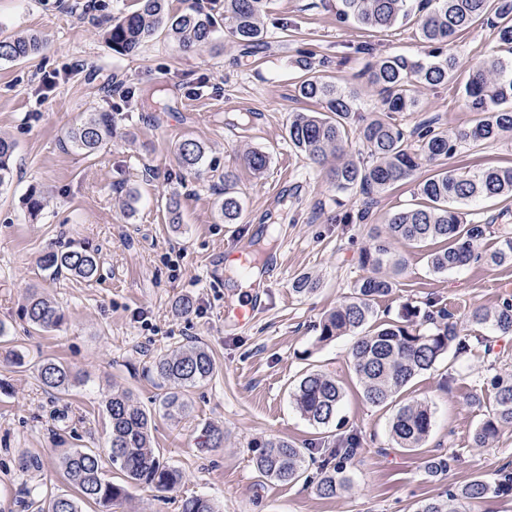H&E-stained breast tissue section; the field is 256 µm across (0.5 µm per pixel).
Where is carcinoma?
I'll return each instance as SVG.
<instances>
[{
    "mask_svg": "<svg viewBox=\"0 0 512 512\" xmlns=\"http://www.w3.org/2000/svg\"><path fill=\"white\" fill-rule=\"evenodd\" d=\"M138 8L112 19L104 33L113 53H134L150 37L163 33L183 51H192L209 43L217 29L225 27L241 46L256 48L265 44L267 28L263 17L267 0H221L220 11L203 8L184 12L170 9L169 0H137ZM342 13L357 24L373 29L391 28L415 17L417 35L430 48L432 60L422 61L404 55L378 57L363 73L365 83L376 89L381 102L380 114L351 127L357 110L358 92L344 91L327 81L301 60L306 76L298 85V95L325 104L323 112H296L288 121V140L304 157L324 161L332 156L336 165L331 180L336 189H359L377 193L412 179L425 162L452 157L462 143L481 145L512 133V0H420L417 12L410 14L408 0H341ZM496 30L500 45L509 56L493 55L472 66L464 85V95L471 111L480 118L471 126L453 132L430 123L406 131L395 115L408 112L415 105L414 92L420 87L446 84L455 78L459 60L443 53L442 47L453 43L456 35L477 22ZM41 47L34 34L0 39V60L19 61ZM113 117L97 112L66 133L70 146L85 154L99 151L112 138ZM355 137L366 150L369 162L359 163L346 157L345 148ZM12 145L0 138V191L11 184ZM176 158L182 170L194 176L203 173L206 147L184 139L176 146ZM253 172H262L268 157L257 149L242 155ZM224 198L220 211L224 223L235 224L242 206L234 191L235 177L224 172ZM417 194L424 203L393 214L385 235L370 232L372 246L361 252L359 262L369 275L358 279L351 296L336 306L317 327L316 343L324 344L348 334L357 336L351 349V364L362 385L367 402L380 406L405 387L414 377L432 369L452 348L464 352L469 338L460 335L454 315L444 309L421 311L406 304L400 320L371 328L373 303L388 295L404 263L391 251L390 242L405 241L430 251L432 271L445 273L483 260L491 266L512 265V232L502 229L498 246L491 252L479 251V245L492 225L467 220L462 207L480 198H512V166L490 167L478 172L441 169L417 183ZM43 271L53 278L67 272L91 280L98 271L95 253L69 246L46 253L40 260ZM29 326L36 331H51L64 323V313L57 302L37 291L31 293L22 308ZM469 321L477 326H491L502 336L512 335V303L505 301L494 310L474 308ZM215 363L209 350L198 341L181 345L154 358L149 372L168 384L161 407L171 417L188 411L186 392L208 381ZM42 384L59 395L84 382L81 373L60 362L45 361L38 368ZM492 403L488 417L475 429L473 447L487 448L505 427H512V374H496L490 380ZM344 388L335 377L306 371L293 392L301 414L312 424L325 426L336 418ZM105 408L110 419L108 456L120 465L125 483L105 478L101 455L94 450H75L67 454L63 466L77 495H59L43 502L40 512H82V506L110 507L127 496V484L147 485L158 492L173 489L182 481V473L160 461L151 441L152 417L134 403L127 391H114ZM433 425L431 407L412 401L398 408L391 422V435L398 447L413 451L424 445ZM258 453L253 458L255 470L263 477L281 483H293L304 474L306 449L279 438L255 442ZM359 448L355 437L324 451L317 491L332 498L345 490L344 464ZM512 490V472L503 475L496 487L477 477L447 494L418 505L415 512H461L462 504L482 499L491 490ZM182 512H218L205 497H191Z\"/></svg>",
    "mask_w": 512,
    "mask_h": 512,
    "instance_id": "cac0c4a2",
    "label": "carcinoma"
}]
</instances>
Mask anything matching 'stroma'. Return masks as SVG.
<instances>
[{"label": "stroma", "instance_id": "1", "mask_svg": "<svg viewBox=\"0 0 512 512\" xmlns=\"http://www.w3.org/2000/svg\"><path fill=\"white\" fill-rule=\"evenodd\" d=\"M136 6L137 0H0V37L34 33L42 41L27 60H0V136L15 145L13 181L0 192V323L9 329L0 339V512H38L37 500L74 494L62 459L77 449L105 450L104 401L118 389L151 413L155 451L183 481L165 493L129 485L128 498L111 512H182L183 501L196 495L221 512H414L474 478L496 484L502 470H512V428L493 447H472L488 409L471 399L491 395L494 374L512 373V337L496 338L489 355L478 344L448 353L375 406L351 367L353 336L322 345L315 328L366 276L359 256L370 229L417 203V180L443 167L512 165V138L461 146L370 199L336 190L329 164L296 154L288 142L289 116L323 109L299 98L298 61L308 57L339 86L360 88L356 115L368 117L380 102L361 74L374 58L428 56L413 22L374 30L344 19L341 0H269L267 46L258 52L223 31L189 52L158 35L133 55L113 54L102 30ZM362 44L370 53H358ZM450 50L460 59L456 81L420 89L416 109L398 116L403 127L431 118L451 131L474 124L460 86L472 64L501 47L495 30L478 22ZM45 74L54 75L53 88L41 85ZM101 111L115 118L108 145L91 156L71 148L66 132ZM186 138L207 149L211 169L197 178L181 171L174 154ZM252 148L270 156L262 173L241 161ZM225 169L237 177L242 204L234 225L218 209ZM33 192L43 198L34 218L26 208ZM174 193L183 215L177 229L166 212ZM237 231L255 233L278 262L264 273L263 305L244 326L224 320L227 299L252 293L224 264ZM70 245L98 254L94 280L66 273L53 279L40 269L43 254ZM393 249L406 269L392 292L375 300V324L399 320L405 304L433 301L453 313L462 333L490 335V328L470 325L467 314L512 300V265L473 262L437 274L426 249L404 241ZM304 273L316 288L300 295L292 283ZM35 289L62 307L59 329L37 332L22 319ZM186 296L195 309L177 314L175 304ZM189 341L204 344L216 368L188 392L187 415L173 419L159 405L164 388L149 367ZM47 358L81 371L85 385L64 396L44 387L36 365ZM309 369L335 376L344 388L339 413L326 426L307 421L292 398ZM413 400L429 404L433 427L422 448L407 451L395 445L390 424ZM210 425L223 429L222 447H201ZM351 435L359 438L358 455L346 467L348 488L333 498L316 492V467L283 484L252 464L253 445L263 438L295 442L317 459L322 448ZM33 457L40 468L23 469ZM439 457L449 458L448 472L427 469Z\"/></svg>", "mask_w": 512, "mask_h": 512}]
</instances>
